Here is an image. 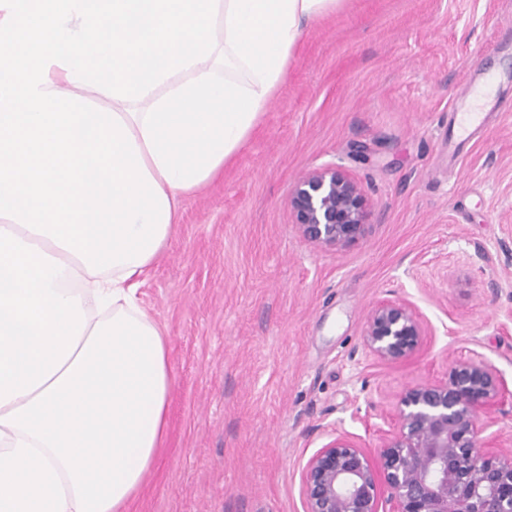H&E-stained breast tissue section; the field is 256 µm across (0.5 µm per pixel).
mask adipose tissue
I'll return each mask as SVG.
<instances>
[{
  "instance_id": "ef3b65f1",
  "label": "adipose tissue",
  "mask_w": 512,
  "mask_h": 512,
  "mask_svg": "<svg viewBox=\"0 0 512 512\" xmlns=\"http://www.w3.org/2000/svg\"><path fill=\"white\" fill-rule=\"evenodd\" d=\"M340 0H0V512H125L171 375L141 278Z\"/></svg>"
}]
</instances>
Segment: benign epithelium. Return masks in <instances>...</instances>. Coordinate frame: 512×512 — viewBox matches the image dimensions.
Listing matches in <instances>:
<instances>
[{"mask_svg":"<svg viewBox=\"0 0 512 512\" xmlns=\"http://www.w3.org/2000/svg\"><path fill=\"white\" fill-rule=\"evenodd\" d=\"M289 205L301 235L341 248L364 234L368 203L358 182L336 166L313 169L294 186ZM430 330L407 300H384L368 313L365 349L380 360L411 356ZM512 391L493 365L457 361L448 379L409 389L382 417L379 444L367 452L332 431L303 464V512H512V450L483 433Z\"/></svg>","mask_w":512,"mask_h":512,"instance_id":"7a95c632","label":"benign epithelium"}]
</instances>
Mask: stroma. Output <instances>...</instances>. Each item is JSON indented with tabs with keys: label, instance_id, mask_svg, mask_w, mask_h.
Returning a JSON list of instances; mask_svg holds the SVG:
<instances>
[{
	"label": "stroma",
	"instance_id": "1",
	"mask_svg": "<svg viewBox=\"0 0 512 512\" xmlns=\"http://www.w3.org/2000/svg\"><path fill=\"white\" fill-rule=\"evenodd\" d=\"M487 85L460 133L464 84ZM362 187L363 237L305 240L288 206L323 166ZM139 296L167 340L165 441L128 512H303L299 470L331 431L367 447L410 388L456 361L512 389V0H341L223 175L185 196ZM430 325L383 363L368 312ZM428 321L407 300H384L368 313L364 329L365 349L380 360L399 362L411 356L428 336Z\"/></svg>",
	"mask_w": 512,
	"mask_h": 512
}]
</instances>
